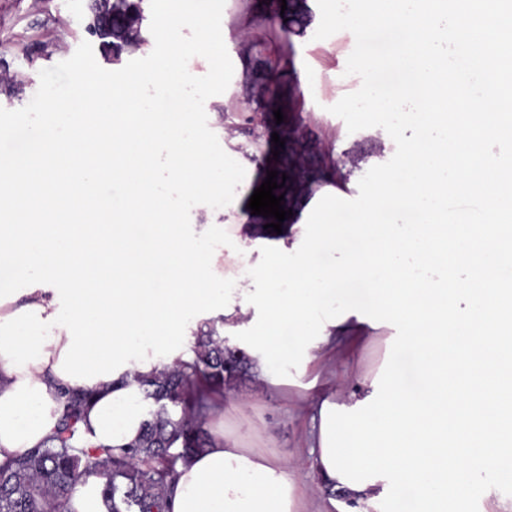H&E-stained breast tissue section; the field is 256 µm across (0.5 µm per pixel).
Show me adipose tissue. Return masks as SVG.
Listing matches in <instances>:
<instances>
[{"instance_id":"ef3b65f1","label":"adipose tissue","mask_w":512,"mask_h":512,"mask_svg":"<svg viewBox=\"0 0 512 512\" xmlns=\"http://www.w3.org/2000/svg\"><path fill=\"white\" fill-rule=\"evenodd\" d=\"M68 338L54 331L46 361L9 371L0 357V462L26 455L52 433L60 412V393L69 380L55 372ZM140 368H129L112 380L90 386L92 405L80 428L92 444L123 445L135 440L147 417ZM322 419L311 417L309 438L313 468L324 488L351 502L350 512H372L371 498L384 491L383 481L351 489L329 474L323 463ZM297 488L287 461L244 447L240 436L216 430L208 448L178 462L169 512H295Z\"/></svg>"}]
</instances>
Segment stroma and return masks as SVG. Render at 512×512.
<instances>
[{
  "label": "stroma",
  "mask_w": 512,
  "mask_h": 512,
  "mask_svg": "<svg viewBox=\"0 0 512 512\" xmlns=\"http://www.w3.org/2000/svg\"><path fill=\"white\" fill-rule=\"evenodd\" d=\"M90 5V0H0V71L7 78L24 82L18 94L0 93L1 108L26 106L39 88L40 71L70 58L87 40L84 27ZM307 5L310 23L305 33L288 35L279 43L292 63L280 72V97L271 102L256 93L244 95L242 89L248 51L263 48L262 27L244 23L251 2L225 0L223 38L234 74L223 98L210 103L206 114L224 151L236 155L245 168V189L237 199L235 223H227L223 209L198 205L190 213L193 225H224L228 234L251 245L268 236L263 224L253 221L248 207L251 195L263 182L251 160V138L247 131L230 130L223 119L224 111L261 116L270 125L275 122V110L297 116L302 138L294 145V152L305 158L309 171L325 161H334L346 178L342 194L346 200L357 197L360 178L385 150L389 136L382 128L351 134L344 121L330 113V106L360 87L359 82L347 80L344 75L355 38L351 32L341 31L323 40L315 39L321 14L317 0H307ZM384 350L381 344L356 345L337 356L329 373L317 379L307 373L288 386L262 382L247 372L225 387L221 405L225 430L248 424L246 447L292 463L301 512H324L321 482L307 448L311 409L324 397L348 394L357 374L379 366Z\"/></svg>",
  "instance_id": "stroma-1"
}]
</instances>
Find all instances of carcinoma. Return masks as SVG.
Returning <instances> with one entry per match:
<instances>
[{
  "label": "carcinoma",
  "instance_id": "carcinoma-1",
  "mask_svg": "<svg viewBox=\"0 0 512 512\" xmlns=\"http://www.w3.org/2000/svg\"><path fill=\"white\" fill-rule=\"evenodd\" d=\"M143 0H112V30L98 36L104 58L117 60L125 48L143 41ZM307 6L298 0L283 11L262 15L258 24L267 36L279 40L305 27ZM284 54L270 61L255 56L247 68L252 85L266 96L279 95L277 75L288 67ZM248 130L258 152L269 156L272 136H264L252 118L242 112L224 115ZM195 357L177 361L140 380L148 404L139 437L127 446H91L79 424L91 403L87 392H61L62 411L57 426L44 444L26 455L0 464V512H68L74 488L87 481V470L104 473L99 485L107 512H166L179 461L205 448L211 440L203 427L215 396L224 395L227 372L246 368V354L228 344L215 325L195 332Z\"/></svg>",
  "mask_w": 512,
  "mask_h": 512
}]
</instances>
